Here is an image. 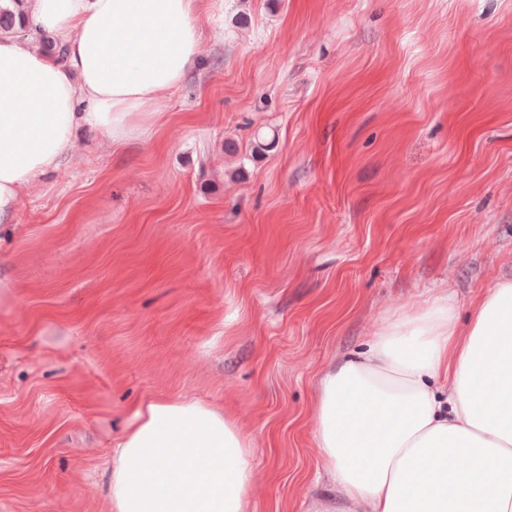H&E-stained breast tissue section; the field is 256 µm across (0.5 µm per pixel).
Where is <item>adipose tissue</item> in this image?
Here are the masks:
<instances>
[{
    "mask_svg": "<svg viewBox=\"0 0 512 512\" xmlns=\"http://www.w3.org/2000/svg\"><path fill=\"white\" fill-rule=\"evenodd\" d=\"M201 0H31L0 36V231L86 128L122 141L197 59ZM51 34L65 62L36 43ZM314 441L349 512H512V279L466 325L453 293L386 320L319 379ZM250 441L194 400L143 401L112 453L111 512H245Z\"/></svg>",
    "mask_w": 512,
    "mask_h": 512,
    "instance_id": "ef3b65f1",
    "label": "adipose tissue"
}]
</instances>
